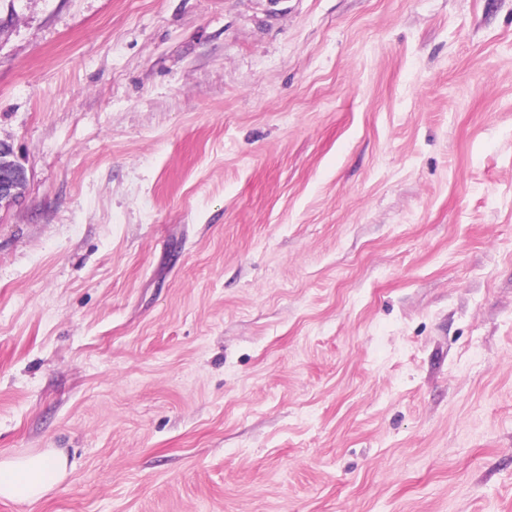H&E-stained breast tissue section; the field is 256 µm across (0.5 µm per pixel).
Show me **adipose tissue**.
<instances>
[{
  "instance_id": "ef3b65f1",
  "label": "adipose tissue",
  "mask_w": 512,
  "mask_h": 512,
  "mask_svg": "<svg viewBox=\"0 0 512 512\" xmlns=\"http://www.w3.org/2000/svg\"><path fill=\"white\" fill-rule=\"evenodd\" d=\"M67 459L59 453L36 454L0 461V498L33 502L61 481Z\"/></svg>"
}]
</instances>
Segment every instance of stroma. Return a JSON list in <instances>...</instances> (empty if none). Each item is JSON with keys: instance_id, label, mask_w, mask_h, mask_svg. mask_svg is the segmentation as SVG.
I'll return each instance as SVG.
<instances>
[{"instance_id": "obj_1", "label": "stroma", "mask_w": 512, "mask_h": 512, "mask_svg": "<svg viewBox=\"0 0 512 512\" xmlns=\"http://www.w3.org/2000/svg\"><path fill=\"white\" fill-rule=\"evenodd\" d=\"M0 512H512V0H0ZM12 157V147L0 141V209L15 202L25 186L24 171ZM50 472V478L44 472ZM67 472V459L60 453L36 454L0 461V498L33 502L61 481Z\"/></svg>"}]
</instances>
